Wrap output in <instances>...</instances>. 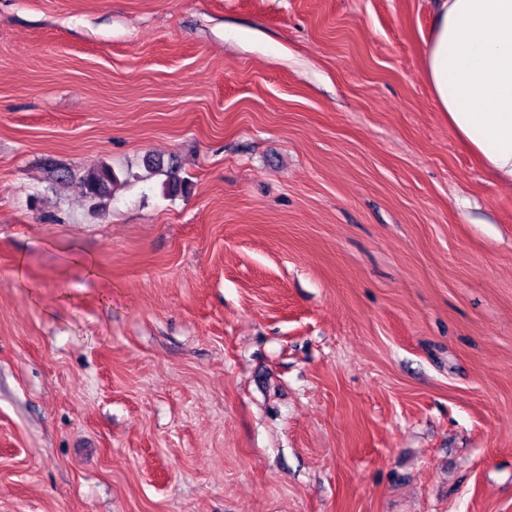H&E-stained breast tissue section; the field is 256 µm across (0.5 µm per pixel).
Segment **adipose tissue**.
Returning <instances> with one entry per match:
<instances>
[{
	"instance_id": "obj_1",
	"label": "adipose tissue",
	"mask_w": 512,
	"mask_h": 512,
	"mask_svg": "<svg viewBox=\"0 0 512 512\" xmlns=\"http://www.w3.org/2000/svg\"><path fill=\"white\" fill-rule=\"evenodd\" d=\"M424 75L450 129L512 186V0H436Z\"/></svg>"
}]
</instances>
